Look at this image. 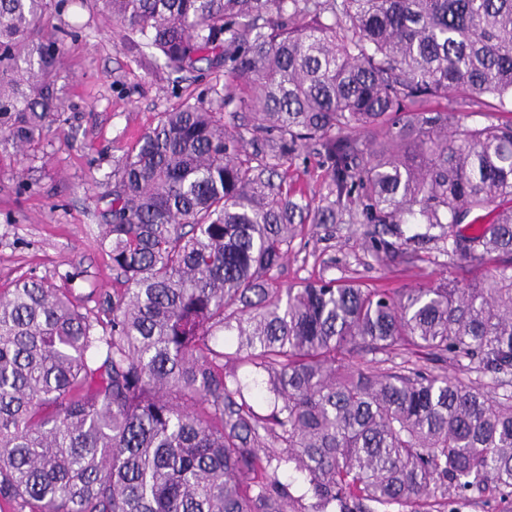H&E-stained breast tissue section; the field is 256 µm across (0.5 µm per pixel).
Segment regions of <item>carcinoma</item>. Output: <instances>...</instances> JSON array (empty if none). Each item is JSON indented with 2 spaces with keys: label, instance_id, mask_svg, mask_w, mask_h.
I'll use <instances>...</instances> for the list:
<instances>
[{
  "label": "carcinoma",
  "instance_id": "1",
  "mask_svg": "<svg viewBox=\"0 0 512 512\" xmlns=\"http://www.w3.org/2000/svg\"><path fill=\"white\" fill-rule=\"evenodd\" d=\"M103 5L151 68L224 67V111L161 113L113 168L95 237L112 295L85 308L32 277L0 290V507L512 503V391L480 385L512 384V0ZM46 9L0 0L5 150L63 122L54 76L77 32L46 35ZM311 152L325 181L308 198L288 163ZM307 224H365L377 257L438 227L473 275L289 284ZM406 353L428 366L393 362Z\"/></svg>",
  "mask_w": 512,
  "mask_h": 512
}]
</instances>
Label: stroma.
Returning <instances> with one entry per match:
<instances>
[{"mask_svg": "<svg viewBox=\"0 0 512 512\" xmlns=\"http://www.w3.org/2000/svg\"><path fill=\"white\" fill-rule=\"evenodd\" d=\"M70 29L80 36L66 40L61 60L65 123L28 155L0 156V286L43 277L70 288L91 308L113 285L112 266L93 241L108 175L162 112L187 100L214 99L224 73L150 72L122 42L102 0L48 8L46 32ZM363 230L360 224L308 225L292 245L283 280L324 277L417 288L460 274L442 242L417 245L415 262H382L363 246Z\"/></svg>", "mask_w": 512, "mask_h": 512, "instance_id": "stroma-1", "label": "stroma"}]
</instances>
